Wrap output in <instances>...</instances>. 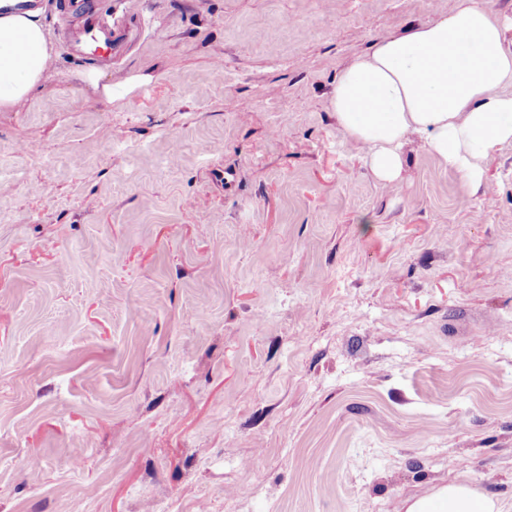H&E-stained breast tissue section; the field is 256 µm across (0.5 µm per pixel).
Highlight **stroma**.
<instances>
[{
  "mask_svg": "<svg viewBox=\"0 0 512 512\" xmlns=\"http://www.w3.org/2000/svg\"><path fill=\"white\" fill-rule=\"evenodd\" d=\"M103 2L0 108V512H512V146L382 181L330 106L455 0ZM96 1L67 0L66 14L77 18L79 24L76 28L62 31V43L85 60L106 64L112 61V52L108 53V50L111 48L112 51L123 34L117 35L112 24V12H101ZM497 505L479 499L466 483H450L439 488L432 496L410 502L405 512H499Z\"/></svg>",
  "mask_w": 512,
  "mask_h": 512,
  "instance_id": "obj_1",
  "label": "stroma"
}]
</instances>
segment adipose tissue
I'll list each match as a JSON object with an SVG mask.
<instances>
[{"instance_id":"obj_1","label":"adipose tissue","mask_w":512,"mask_h":512,"mask_svg":"<svg viewBox=\"0 0 512 512\" xmlns=\"http://www.w3.org/2000/svg\"><path fill=\"white\" fill-rule=\"evenodd\" d=\"M505 21L484 0H456L436 22L377 43L337 77L331 108L373 173L395 180L410 138L477 185L482 164L512 144V48ZM51 47L38 13L0 15V107L42 78ZM406 512H498L466 483L413 500Z\"/></svg>"}]
</instances>
